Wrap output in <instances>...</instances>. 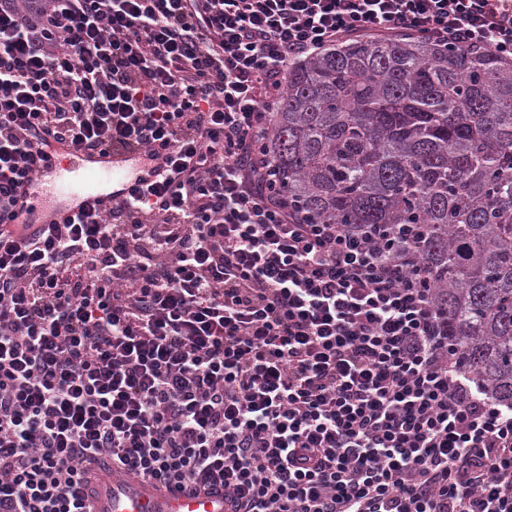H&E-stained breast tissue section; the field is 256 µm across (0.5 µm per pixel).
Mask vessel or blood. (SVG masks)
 Segmentation results:
<instances>
[{"instance_id": "obj_1", "label": "vessel or blood", "mask_w": 512, "mask_h": 512, "mask_svg": "<svg viewBox=\"0 0 512 512\" xmlns=\"http://www.w3.org/2000/svg\"><path fill=\"white\" fill-rule=\"evenodd\" d=\"M48 152L50 164L18 191L17 220L32 235L81 210L107 208L164 164L143 152L89 154L66 142L50 143ZM93 488L85 501L89 512H229L223 491L136 481L105 469L97 473Z\"/></svg>"}]
</instances>
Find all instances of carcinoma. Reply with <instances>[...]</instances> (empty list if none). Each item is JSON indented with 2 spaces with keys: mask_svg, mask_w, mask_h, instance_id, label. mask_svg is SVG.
Segmentation results:
<instances>
[{
  "mask_svg": "<svg viewBox=\"0 0 512 512\" xmlns=\"http://www.w3.org/2000/svg\"><path fill=\"white\" fill-rule=\"evenodd\" d=\"M263 147L304 222L412 240L437 321L512 405V61L398 33L295 63Z\"/></svg>",
  "mask_w": 512,
  "mask_h": 512,
  "instance_id": "cac0c4a2",
  "label": "carcinoma"
}]
</instances>
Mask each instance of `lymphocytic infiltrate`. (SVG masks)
<instances>
[{"label": "lymphocytic infiltrate", "mask_w": 512, "mask_h": 512, "mask_svg": "<svg viewBox=\"0 0 512 512\" xmlns=\"http://www.w3.org/2000/svg\"><path fill=\"white\" fill-rule=\"evenodd\" d=\"M399 32L512 60V0H0V512H84L101 460L237 512H512V406L412 244L268 190L291 67ZM53 140L165 168L34 236Z\"/></svg>", "instance_id": "lymphocytic-infiltrate-1"}]
</instances>
